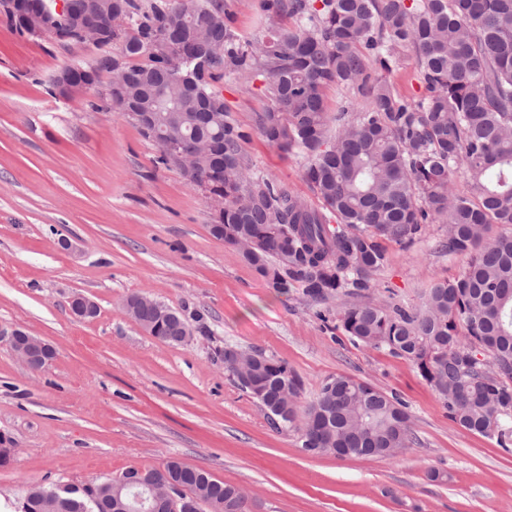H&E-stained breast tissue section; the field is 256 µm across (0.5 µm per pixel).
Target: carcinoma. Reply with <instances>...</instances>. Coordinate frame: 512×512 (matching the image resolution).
<instances>
[{
	"instance_id": "obj_1",
	"label": "carcinoma",
	"mask_w": 512,
	"mask_h": 512,
	"mask_svg": "<svg viewBox=\"0 0 512 512\" xmlns=\"http://www.w3.org/2000/svg\"><path fill=\"white\" fill-rule=\"evenodd\" d=\"M260 8L268 26L243 45L223 0H112V23L82 70L98 82L109 58L121 60L110 109L152 113L138 127L146 139L182 135L194 186L205 180L224 195L213 236L274 288L298 286L313 299L359 295L386 261L379 240L412 241L430 224L447 225L442 247L468 258L456 277L430 288L419 309L353 303L340 327L353 342L412 362L450 418L511 450L512 0H261ZM193 45L221 55L205 66L188 54L169 67ZM408 49L424 87L416 100L390 81ZM227 72L266 75L271 106L256 115L257 130L273 146L304 152L303 178L319 204L252 169L248 135L216 88ZM332 85L362 98L353 115L325 111ZM458 172L472 195L451 191ZM126 306L155 338L181 343L188 323L180 312L159 322L139 293ZM480 350L487 360L476 358ZM250 367L248 383L234 382L275 428L296 429L307 452L389 459L414 443L404 404L370 383L327 379L300 419L302 382L288 363L263 354ZM147 473L176 480L189 499L205 491L219 512H246L243 492L204 470L165 463ZM102 486L33 485L20 512H49L51 494L64 512H113L111 497L90 498Z\"/></svg>"
}]
</instances>
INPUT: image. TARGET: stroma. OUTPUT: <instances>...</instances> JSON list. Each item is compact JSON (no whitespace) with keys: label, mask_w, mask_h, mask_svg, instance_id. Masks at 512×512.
Returning <instances> with one entry per match:
<instances>
[{"label":"stroma","mask_w":512,"mask_h":512,"mask_svg":"<svg viewBox=\"0 0 512 512\" xmlns=\"http://www.w3.org/2000/svg\"><path fill=\"white\" fill-rule=\"evenodd\" d=\"M240 42L261 35L259 0H224ZM95 56L19 34L0 12V329L55 351L25 366L0 339V512L33 483L84 485L174 459L248 496V512H512V452L463 429L413 364L339 329L352 297L271 288L210 231L202 191L155 163L158 149L95 94H49L53 77ZM262 75L225 74L219 89L255 170L306 198L305 156L268 145L255 127L270 104ZM440 224L409 244L383 241L370 298L420 307L466 260L440 250ZM69 240L63 249L61 240ZM140 293L179 311L191 337L171 345L131 321ZM84 294L86 321L70 308ZM228 347L288 363L308 405L345 375L399 397L415 441L393 460L303 451L274 429L224 369ZM439 479H430L431 471Z\"/></svg>","instance_id":"stroma-1"}]
</instances>
